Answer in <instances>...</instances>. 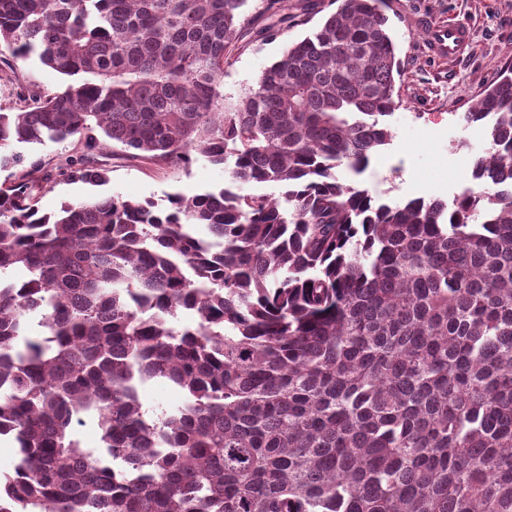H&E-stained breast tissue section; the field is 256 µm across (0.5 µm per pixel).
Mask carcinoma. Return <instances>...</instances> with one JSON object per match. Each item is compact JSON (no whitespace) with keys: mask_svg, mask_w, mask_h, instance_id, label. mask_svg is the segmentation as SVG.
<instances>
[{"mask_svg":"<svg viewBox=\"0 0 512 512\" xmlns=\"http://www.w3.org/2000/svg\"><path fill=\"white\" fill-rule=\"evenodd\" d=\"M335 2L228 103L248 14L313 0H0V54L72 79L0 105V168L76 138L70 181L109 140L228 173L54 213L0 187V512H512V68L462 116L474 188L380 202L341 172L390 144L400 67L380 0ZM141 398L148 406L176 407L184 401V394L164 380H152L141 388Z\"/></svg>","mask_w":512,"mask_h":512,"instance_id":"1","label":"carcinoma"}]
</instances>
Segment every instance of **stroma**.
<instances>
[{"label": "stroma", "mask_w": 512, "mask_h": 512, "mask_svg": "<svg viewBox=\"0 0 512 512\" xmlns=\"http://www.w3.org/2000/svg\"><path fill=\"white\" fill-rule=\"evenodd\" d=\"M401 63L396 80V107L389 119L392 140L360 175L363 188L383 202L413 198L451 200L472 186L470 166L486 146L482 127L464 126L461 116L512 64V0H382ZM456 23L470 32L465 52L453 60H436L428 52L432 23ZM307 31L300 25L272 40L252 39L224 70V95L234 99L261 71L278 60L287 42ZM22 165L0 169V183L29 171L49 183L39 195L42 212L53 213L68 201L119 194L165 203L168 195L189 189L197 193L221 188L223 166L198 160L174 166L145 160L118 144H108L94 161L107 171L102 186L55 175L59 157L81 153L77 140L43 145L19 144Z\"/></svg>", "instance_id": "1"}]
</instances>
